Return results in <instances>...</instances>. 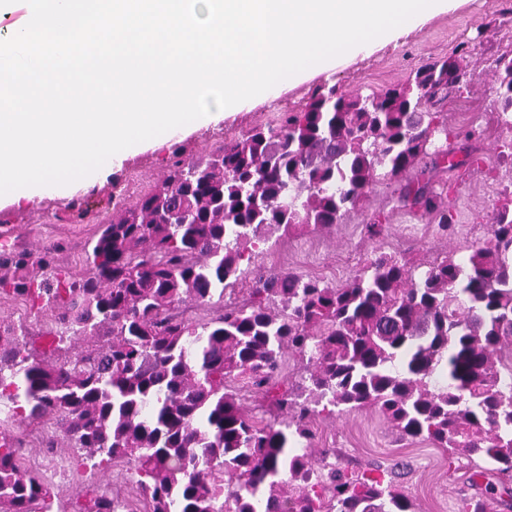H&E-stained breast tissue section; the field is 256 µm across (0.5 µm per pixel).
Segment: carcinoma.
<instances>
[{
	"mask_svg": "<svg viewBox=\"0 0 512 512\" xmlns=\"http://www.w3.org/2000/svg\"><path fill=\"white\" fill-rule=\"evenodd\" d=\"M499 116L512 126V51L495 60ZM457 58L368 95L317 87L299 111L206 156L175 149L166 175L59 264L65 239L40 251L0 241V296L53 312L36 333L0 318V512H66L21 470L13 429L55 420L99 478L134 456L150 512H414L393 479L326 467L313 421L376 408L399 435L423 438L512 479V198L465 263L448 255L416 273L375 254L344 287L293 272H256L246 298L224 291L250 272L265 231L331 229L378 180L440 234L454 230L442 193L404 181L424 159L445 164L474 133L441 120L448 90L468 89ZM205 307L207 318L187 315ZM305 383L277 372L284 350ZM243 377L279 418L257 424L227 382Z\"/></svg>",
	"mask_w": 512,
	"mask_h": 512,
	"instance_id": "carcinoma-1",
	"label": "carcinoma"
}]
</instances>
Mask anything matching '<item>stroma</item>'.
Listing matches in <instances>:
<instances>
[{
  "mask_svg": "<svg viewBox=\"0 0 512 512\" xmlns=\"http://www.w3.org/2000/svg\"><path fill=\"white\" fill-rule=\"evenodd\" d=\"M510 49L512 0H458L454 9L427 20L403 43L384 46L339 69L331 78L344 93L368 94L404 84L414 69L438 57L452 55L472 68L469 88L451 96L446 111L449 127L477 130L479 162L468 169L436 173L431 179L435 189L447 193L456 224L454 234L439 235L428 219L400 206L397 183L378 181L369 187L362 204L330 231L289 236L269 232L256 266L314 276L340 287L358 274L376 251L422 267L449 254L467 259L471 245L486 238L499 200L512 194V158L502 154L504 145L512 143V127L496 119L499 84L494 69L495 58ZM276 118L268 106H259L184 139L181 145L188 153L201 156L211 150L215 140L240 138L250 128ZM168 154L164 147L128 160L109 176L108 186L81 193L83 207L99 219L110 217L109 185H117L127 200H136L164 177ZM65 205V200L48 193L24 207L0 209V217L33 249L60 237L80 241L92 235L94 225L60 221ZM374 219L383 227L379 235L371 237L365 226ZM314 432V449L326 451L327 462L348 470L372 464L391 471L415 512H461L468 499L485 500L488 512H512V492L504 489L494 474L475 475L467 458L430 441L400 439L378 410H356L317 420ZM131 472L129 463L121 462L104 485L89 468L80 467L69 481L54 485L53 490L69 506L86 503L103 485L135 501L139 495L127 482Z\"/></svg>",
  "mask_w": 512,
  "mask_h": 512,
  "instance_id": "35a3bbf8",
  "label": "stroma"
}]
</instances>
